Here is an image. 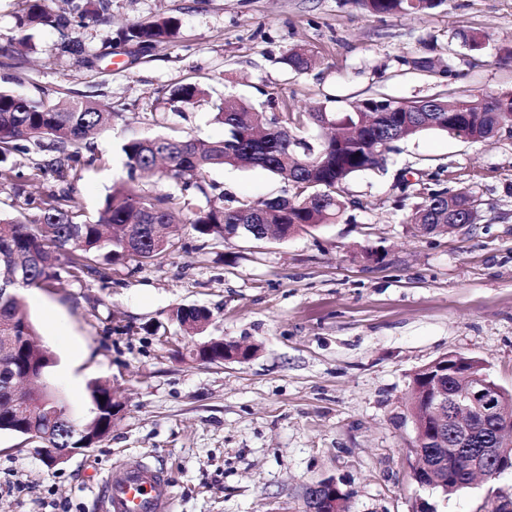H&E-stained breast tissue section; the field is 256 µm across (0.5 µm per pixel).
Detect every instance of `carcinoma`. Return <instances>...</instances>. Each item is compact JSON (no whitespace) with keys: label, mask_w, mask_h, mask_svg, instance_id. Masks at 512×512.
Here are the masks:
<instances>
[{"label":"carcinoma","mask_w":512,"mask_h":512,"mask_svg":"<svg viewBox=\"0 0 512 512\" xmlns=\"http://www.w3.org/2000/svg\"><path fill=\"white\" fill-rule=\"evenodd\" d=\"M22 28L52 27L68 31L90 21L106 18L111 0H62L53 11L45 0H19ZM359 9L378 16L423 14L447 0H351ZM179 20L161 18L128 27L122 41L149 48L175 37ZM464 45L481 50L487 32L460 34ZM284 63L296 72L312 65L304 47L289 51ZM205 91L194 84L174 91L173 99L194 103ZM365 98L349 112L332 113L323 107L293 111L288 102L269 99L271 112H257L245 103L224 98L215 105V119L224 125L225 136L204 142L176 131L147 135L134 132L121 146L128 181L112 187L95 219L88 218L67 188L50 189L28 200V211L15 217L0 216V269L10 277L0 280V340L9 347L0 350V432L22 436L41 448L59 451L83 448L91 429L107 437L112 429V388L98 379L87 383L91 408L98 409L100 424L89 417L75 419L63 399L49 403L41 393L27 397L29 414L20 410L16 385L35 370L54 365L53 353L36 344L38 332L21 302L20 292L32 288L65 289L69 278L92 277L107 287L109 266L132 259L152 264L173 252L177 243L166 232L173 213L185 212L188 224L201 237L211 240L246 238L258 240L268 232L274 238L307 232L321 224L341 219L348 205L338 189L352 176L379 169L385 152L401 139L436 130L468 141L501 135L512 126V91L483 96L455 97L439 94L410 102ZM112 112L90 99L71 100L61 106L48 95L32 98L0 89V156L12 153L55 151L64 160L36 164L41 173H51L66 182L68 170L90 165L95 154L87 138L108 125ZM323 123L336 133L323 141L310 139L305 130ZM261 168L283 185V194L257 202L227 199L220 206L197 205L208 196L211 171L221 168ZM479 208L474 196L467 198L448 189L423 187L421 201L411 211L410 223L423 234L462 222L459 205ZM176 321L189 337L204 332L211 313L198 306L180 307ZM420 375L411 379L406 417L414 420L419 447L433 465L448 472L440 492L448 496L467 487L468 454L463 452L448 465L442 445L453 447L449 428L428 422L431 405L421 396ZM104 401H99V397ZM492 429L476 417L470 447L491 446Z\"/></svg>","instance_id":"1"}]
</instances>
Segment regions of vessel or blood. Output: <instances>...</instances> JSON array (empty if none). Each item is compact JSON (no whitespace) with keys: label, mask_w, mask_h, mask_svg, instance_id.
Listing matches in <instances>:
<instances>
[{"label":"vessel or blood","mask_w":512,"mask_h":512,"mask_svg":"<svg viewBox=\"0 0 512 512\" xmlns=\"http://www.w3.org/2000/svg\"><path fill=\"white\" fill-rule=\"evenodd\" d=\"M163 481L162 472L141 460H129L103 483L105 512H170L169 500L158 494Z\"/></svg>","instance_id":"obj_1"}]
</instances>
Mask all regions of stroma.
<instances>
[{
	"label": "stroma",
	"instance_id": "35a3bbf8",
	"mask_svg": "<svg viewBox=\"0 0 512 512\" xmlns=\"http://www.w3.org/2000/svg\"><path fill=\"white\" fill-rule=\"evenodd\" d=\"M17 0H0V87L37 98L89 97L114 118L94 138V165L71 172L76 202L96 216L126 181L120 146L130 130L168 128L220 140L213 104L226 96L262 108L344 112L359 100H420L441 91L512 90V0H447L423 15L376 16L351 0H112L106 19L61 34L21 30ZM172 16V42L147 52L122 45L129 25ZM462 31L491 35L468 49ZM80 52L64 51V39ZM315 56L297 73L294 47ZM418 58L428 69L413 67ZM196 84L190 104L173 91ZM52 152L15 154L22 191L0 185V209L23 210L51 188L34 175ZM480 203L470 229L421 235L408 217L425 174ZM219 191L247 202L280 194L259 168L212 171ZM348 219L285 241L215 242L174 227L176 249L137 267L112 266L108 287L83 277L60 291L22 294L40 342L56 358L47 381L73 416H88L87 384L100 379L124 402L108 437L48 467L41 449L0 432V512H103L98 485L127 459L165 472L170 512H303L306 486L336 478L349 512H493L512 503V471L450 497L411 477L414 432L404 420L411 378L456 351L480 359L512 391V138L468 142L440 131L401 140L384 171L340 189ZM210 309L207 335L257 348L243 362L193 360L174 310Z\"/></svg>",
	"mask_w": 512,
	"mask_h": 512
}]
</instances>
